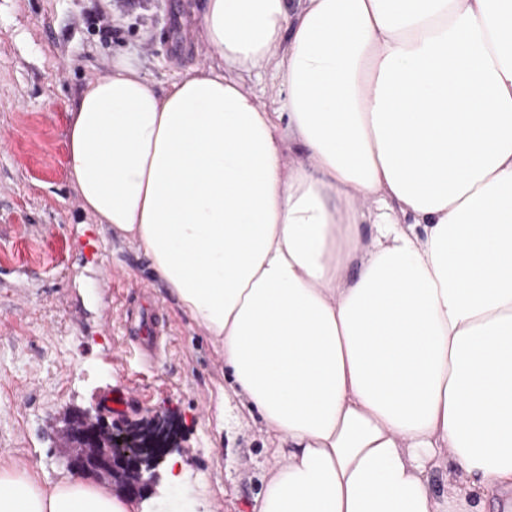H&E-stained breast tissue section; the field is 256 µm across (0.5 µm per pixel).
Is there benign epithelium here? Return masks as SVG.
<instances>
[{
	"label": "benign epithelium",
	"instance_id": "obj_1",
	"mask_svg": "<svg viewBox=\"0 0 512 512\" xmlns=\"http://www.w3.org/2000/svg\"><path fill=\"white\" fill-rule=\"evenodd\" d=\"M75 471L96 472L128 496L142 498L158 478L166 456L179 449L178 432L167 413L147 423H106L101 414L75 413L59 433Z\"/></svg>",
	"mask_w": 512,
	"mask_h": 512
}]
</instances>
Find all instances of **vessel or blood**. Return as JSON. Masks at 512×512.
<instances>
[{
    "mask_svg": "<svg viewBox=\"0 0 512 512\" xmlns=\"http://www.w3.org/2000/svg\"><path fill=\"white\" fill-rule=\"evenodd\" d=\"M121 329L125 351L135 354L143 365H153L167 349L165 321L145 309L124 310Z\"/></svg>",
    "mask_w": 512,
    "mask_h": 512,
    "instance_id": "obj_1",
    "label": "vessel or blood"
}]
</instances>
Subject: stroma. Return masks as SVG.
Returning <instances> with one entry per match:
<instances>
[{"instance_id": "stroma-1", "label": "stroma", "mask_w": 512, "mask_h": 512, "mask_svg": "<svg viewBox=\"0 0 512 512\" xmlns=\"http://www.w3.org/2000/svg\"><path fill=\"white\" fill-rule=\"evenodd\" d=\"M203 0H151V21L114 0H0V451L52 484L70 470L54 431L83 409L179 424L186 482L158 481L147 512H249L279 455L258 416L224 398V361L149 275L136 245L109 239L67 179L66 125L113 55L146 77L209 62ZM113 27H106L104 19ZM150 288L172 343L151 372L123 353L126 298Z\"/></svg>"}]
</instances>
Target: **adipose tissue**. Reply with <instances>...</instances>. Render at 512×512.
Wrapping results in <instances>:
<instances>
[{"instance_id":"1","label":"adipose tissue","mask_w":512,"mask_h":512,"mask_svg":"<svg viewBox=\"0 0 512 512\" xmlns=\"http://www.w3.org/2000/svg\"><path fill=\"white\" fill-rule=\"evenodd\" d=\"M199 27L212 62L163 89L127 53L87 83L68 178L284 448L251 512H512V0H205ZM0 512L141 509L1 459Z\"/></svg>"}]
</instances>
